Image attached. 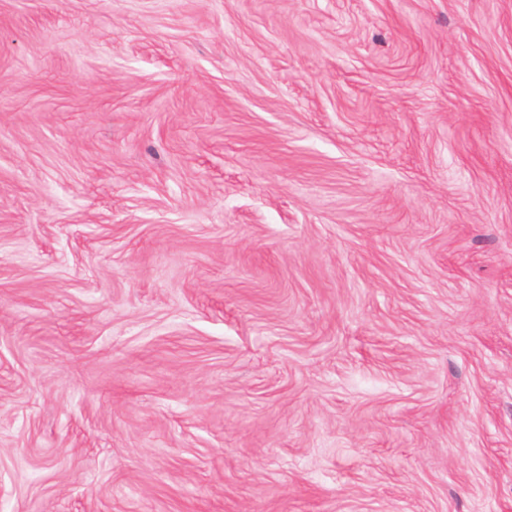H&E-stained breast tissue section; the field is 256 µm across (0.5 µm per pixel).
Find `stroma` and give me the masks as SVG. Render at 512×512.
I'll list each match as a JSON object with an SVG mask.
<instances>
[{
  "mask_svg": "<svg viewBox=\"0 0 512 512\" xmlns=\"http://www.w3.org/2000/svg\"><path fill=\"white\" fill-rule=\"evenodd\" d=\"M0 512H512V0H0Z\"/></svg>",
  "mask_w": 512,
  "mask_h": 512,
  "instance_id": "stroma-1",
  "label": "stroma"
}]
</instances>
